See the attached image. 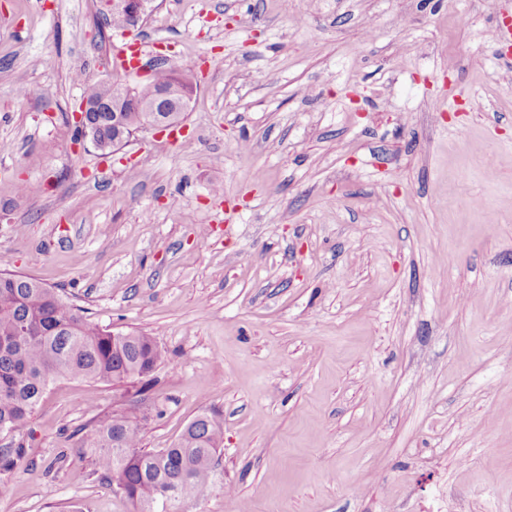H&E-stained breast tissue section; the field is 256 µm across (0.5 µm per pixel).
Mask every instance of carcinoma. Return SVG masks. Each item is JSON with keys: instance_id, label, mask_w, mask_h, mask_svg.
Wrapping results in <instances>:
<instances>
[{"instance_id": "carcinoma-1", "label": "carcinoma", "mask_w": 512, "mask_h": 512, "mask_svg": "<svg viewBox=\"0 0 512 512\" xmlns=\"http://www.w3.org/2000/svg\"><path fill=\"white\" fill-rule=\"evenodd\" d=\"M176 68L139 87L142 100L172 83ZM153 337L129 333L117 347L100 328L54 289L18 274L0 273V470L16 464L20 447L8 436L20 430L50 384L62 377L91 383L135 380L162 362ZM223 442L220 422L201 413L172 448L138 450L140 431L123 412L98 417L88 447L96 464L116 475L126 496L155 504L152 512H182L184 501L208 487Z\"/></svg>"}]
</instances>
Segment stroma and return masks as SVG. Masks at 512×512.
<instances>
[{"label": "stroma", "instance_id": "obj_1", "mask_svg": "<svg viewBox=\"0 0 512 512\" xmlns=\"http://www.w3.org/2000/svg\"><path fill=\"white\" fill-rule=\"evenodd\" d=\"M511 18L153 0L138 35L218 58L193 76L192 144L103 155L71 115L120 32L98 0H0V272L163 353L141 397L58 379L0 512H134L83 446L119 408L145 450L221 421L183 512H512V45L486 36Z\"/></svg>", "mask_w": 512, "mask_h": 512}]
</instances>
